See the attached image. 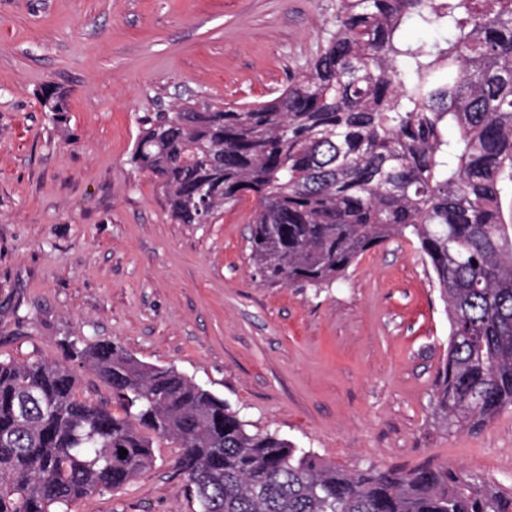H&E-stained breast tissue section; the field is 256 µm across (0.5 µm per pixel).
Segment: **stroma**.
<instances>
[{
    "mask_svg": "<svg viewBox=\"0 0 512 512\" xmlns=\"http://www.w3.org/2000/svg\"><path fill=\"white\" fill-rule=\"evenodd\" d=\"M335 12L336 0H0V360H60L65 336L114 340L323 461L445 464L512 487V408L479 430L434 417L449 325L415 246L389 240L318 291L271 285L251 259L252 198L180 224L127 163L143 113L274 97ZM48 84L69 92L65 124L41 105ZM153 451L150 471L68 512H196L178 443Z\"/></svg>",
    "mask_w": 512,
    "mask_h": 512,
    "instance_id": "1",
    "label": "stroma"
}]
</instances>
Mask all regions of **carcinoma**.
<instances>
[{
	"instance_id": "carcinoma-1",
	"label": "carcinoma",
	"mask_w": 512,
	"mask_h": 512,
	"mask_svg": "<svg viewBox=\"0 0 512 512\" xmlns=\"http://www.w3.org/2000/svg\"><path fill=\"white\" fill-rule=\"evenodd\" d=\"M411 25L445 36L411 41ZM40 99L65 123L64 91ZM138 124L129 164L177 223L255 200L251 254L270 285L327 288L381 243L417 245L449 322L435 416L476 430L512 407V0H336L319 51L276 96L179 102ZM60 348L61 362L0 361V512L116 491L153 467L155 438L180 444L199 512H512V488L446 465L322 462L117 342ZM77 367L122 413L77 398Z\"/></svg>"
}]
</instances>
